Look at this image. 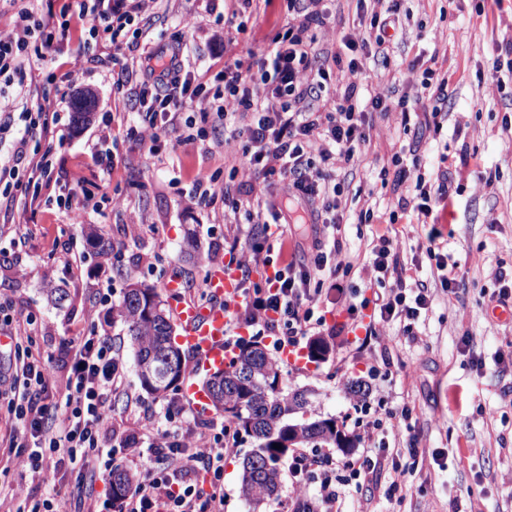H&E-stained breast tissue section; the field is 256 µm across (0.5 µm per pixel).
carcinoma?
<instances>
[{"mask_svg":"<svg viewBox=\"0 0 512 512\" xmlns=\"http://www.w3.org/2000/svg\"><path fill=\"white\" fill-rule=\"evenodd\" d=\"M95 256L101 261L112 259L113 244L95 233L89 232ZM112 321L122 323L127 329L134 350L136 365L160 353L169 351L175 357L173 382L156 385L143 374L138 381L143 391L156 397H164L175 389L184 375L186 360L180 357V348L174 347L171 333L174 326L167 317L164 303L155 289L134 282L128 285L122 301L112 306ZM332 346L323 336L309 342V356L315 360L327 359ZM242 364L255 362L256 373L241 384L216 390L217 381L208 375L203 383L210 396L212 407L224 416V420L239 432L256 441V447L243 460L241 493L249 506L248 512H262L264 504L274 495L279 485V462L297 445H335L350 447V441L342 437L336 420L325 418L312 422L294 418L309 404L307 391L289 392L282 387L279 364L257 341L239 346L236 356ZM280 448H275V445ZM112 505L121 501L138 487L136 475L119 466L112 469Z\"/></svg>","mask_w":512,"mask_h":512,"instance_id":"cac0c4a2","label":"carcinoma"}]
</instances>
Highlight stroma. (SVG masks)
I'll list each match as a JSON object with an SVG mask.
<instances>
[{
    "mask_svg": "<svg viewBox=\"0 0 512 512\" xmlns=\"http://www.w3.org/2000/svg\"><path fill=\"white\" fill-rule=\"evenodd\" d=\"M330 8L318 38L334 53L342 33L352 28L356 0H332ZM401 9L406 13L404 34L393 42L389 67L366 64V77L359 82L362 104L379 96L393 106L373 113L371 140L359 160L336 165L347 203L345 224L317 227L319 237L326 244H339L353 264L340 280L341 291L322 294L319 310L326 327L321 334L331 336L340 304L393 287V278L379 281L370 271L380 234L394 238L412 280L437 295L421 312L414 335L404 333L396 321L377 325L376 338L363 346L355 344L351 332H342L333 336L335 348L326 360L299 367L281 364L283 386L311 391L306 418H335L350 436L386 413L396 415L393 424L376 430L374 444L400 451V465L407 470L402 492L392 499L385 494L392 477L386 459L363 485L344 488L340 512H448L453 500L460 512H512V487L503 483L512 476V360L499 356L512 343V319L499 317L497 302L489 298L496 272L512 277V128L502 124L512 118V72H489L512 44V0L483 7L478 0H404ZM154 12L132 57L181 39L191 70L209 85L225 63L240 57L241 47L262 50L289 21L287 0H259L241 28L231 22L230 8H212L209 0H157ZM54 57L56 75H72L73 97L93 94L95 119L78 132L71 113H58L40 142L41 148H52L55 166L39 199L30 204L20 197L11 209L0 210V255L7 259L0 268V287L6 290L12 315L33 317L31 332L39 350L60 359L83 336L125 339L124 326L95 305L97 292L111 290L117 303L127 284L139 281L174 305L166 281L176 276L185 285L202 282L208 270L204 255L239 257L248 227L225 222L222 201L198 207L185 198L197 170L214 172L223 183L233 178L230 163L210 141L164 146L150 155L122 140L128 107L112 91L108 44L89 45L76 36L57 42ZM413 60L419 63L414 70L408 67ZM431 62L448 73V88L438 103L447 117L417 172L428 178L440 165L448 167L451 186L445 209L437 213V227L464 282L451 298L437 291L438 272L426 254L428 225L405 217L391 226L354 221L367 206L389 213L404 194L394 185H382L379 168L395 154L404 164L412 162V137L404 132L396 103L414 97L422 70ZM106 115L119 139L110 169L99 167L90 152ZM72 173L84 177V189L92 196L80 224L71 223L67 210L56 203ZM90 224L114 245L111 262L99 267L86 238ZM191 239L199 246V258L186 254ZM51 287L66 292L62 304L48 300ZM356 381L370 387L362 406L348 389ZM124 385L133 402L112 403L116 442L143 417L162 415L167 403L187 402L182 388L159 399L145 393L129 348L124 351ZM405 407L413 411L408 423L398 417ZM410 424L426 451L439 455V466L411 469L404 452ZM254 446L253 438L239 433L224 453V512H248L240 474Z\"/></svg>",
    "mask_w": 512,
    "mask_h": 512,
    "instance_id": "obj_1",
    "label": "stroma"
}]
</instances>
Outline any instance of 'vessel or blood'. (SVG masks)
Segmentation results:
<instances>
[{"label":"vessel or blood","mask_w":512,"mask_h":512,"mask_svg":"<svg viewBox=\"0 0 512 512\" xmlns=\"http://www.w3.org/2000/svg\"><path fill=\"white\" fill-rule=\"evenodd\" d=\"M240 279L236 265L214 263L206 279L213 303L179 301L174 306L173 317L182 329L179 342L187 351L196 353L204 366L216 368L225 361L224 338L230 333V318L224 302L237 298Z\"/></svg>","instance_id":"vessel-or-blood-1"}]
</instances>
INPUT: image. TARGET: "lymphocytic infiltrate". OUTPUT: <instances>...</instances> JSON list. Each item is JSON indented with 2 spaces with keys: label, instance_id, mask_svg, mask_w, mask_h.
Masks as SVG:
<instances>
[{
  "label": "lymphocytic infiltrate",
  "instance_id": "f902f5d3",
  "mask_svg": "<svg viewBox=\"0 0 512 512\" xmlns=\"http://www.w3.org/2000/svg\"><path fill=\"white\" fill-rule=\"evenodd\" d=\"M14 10V26L0 31V79L15 84L18 92L27 88V74L44 70L54 62L53 46L69 35L70 22H46L35 0H8ZM155 0H69L68 11L82 21L88 35L112 48V90L134 111L126 131L148 153H157L170 134L181 133L183 140L193 132L181 131L185 112L215 113L224 132L213 137L222 148L233 171L246 180L277 179L279 188L267 192L263 200L245 202L239 189L220 185L216 174L197 173L188 200L210 205L223 196L228 213L243 214L250 225L248 251L238 261L243 277H250L254 266L269 265L264 248L284 244L292 235L293 223L339 224L341 185L336 180V163L354 162L370 140L368 111L360 110L357 80L365 59L382 64L391 59L392 32L402 28L400 0H357V15L364 26L359 34L344 33L341 43L352 51V59L335 55L345 63L347 83L337 89L323 62L314 32L329 17L325 0H288L294 15L271 39L266 51L255 59L254 69L242 70L239 63L225 65L221 83L208 89L186 66L183 49L173 44L160 51H149L130 63L125 54L127 35L135 20L150 19ZM423 92L434 87L445 90L447 73L428 67L423 71ZM337 93L335 111L323 112L319 103ZM422 94L412 108L413 151H420L424 139L442 129L440 108L429 107ZM65 102L64 92H54L46 107L26 114L24 129H17L15 95L0 92V142L9 141L11 161L0 163V197L15 201L17 193L40 191L52 172V151L31 150L34 134L50 130V111ZM397 185L407 195L399 199L400 210H412L418 223H427L434 205L448 196V175L440 173L436 182L413 176L399 168ZM277 235H270V228ZM336 249L326 248L313 239L302 260L289 262L276 274L274 284L243 294L232 314L234 323L260 327L272 336L274 349L298 346L326 323L314 314L325 287H338L351 262L337 259ZM371 266L379 275L395 277L389 292L373 293L360 301L348 302L344 311L351 330H364L374 336L380 323L399 321L405 333H412L420 312L431 302L427 289L407 287L405 268L388 236H380ZM370 318H363V310ZM0 321L11 325L9 362L0 371V385L8 384L6 406L0 420L9 432L0 438V458H13L16 448L25 449L16 460L23 470L38 479L46 489L30 512H107V503L96 490L97 483L109 482L113 455L105 446L112 426L109 397L125 393L124 359L120 345L108 336H84L70 345L65 354L68 387L63 402L47 396L55 372V362L42 355L32 335L15 325L14 317L0 304ZM166 421L176 422L174 431L155 434L130 433L127 450H135L140 437L151 440L153 460L145 470L139 488L123 501L120 512H224V483L221 462L230 446L229 426L200 424L190 419L185 408H169ZM75 471L68 489H61L63 468ZM375 463L370 451L356 458L323 465L319 455L304 448L293 449L288 457V476L293 486L312 489L310 497H299L291 512H336L340 494L349 480L372 473ZM210 474L208 490L198 489V472Z\"/></svg>",
  "mask_w": 512,
  "mask_h": 512
}]
</instances>
